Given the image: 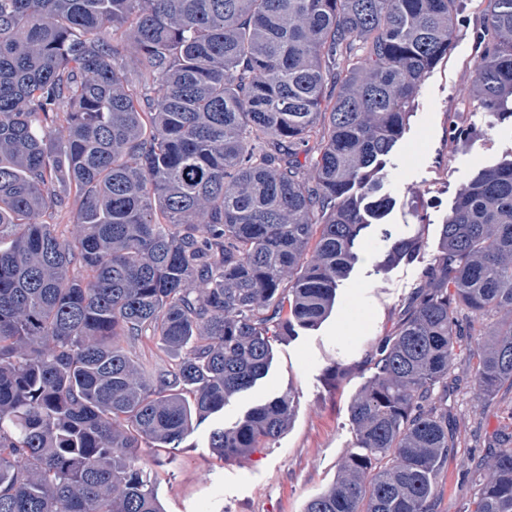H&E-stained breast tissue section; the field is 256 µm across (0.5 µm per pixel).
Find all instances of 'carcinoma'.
I'll return each mask as SVG.
<instances>
[{
    "label": "carcinoma",
    "instance_id": "1",
    "mask_svg": "<svg viewBox=\"0 0 512 512\" xmlns=\"http://www.w3.org/2000/svg\"><path fill=\"white\" fill-rule=\"evenodd\" d=\"M460 5L0 0V512H162L140 450L177 448L264 377L272 338L331 313ZM479 7L468 108L503 123L512 0ZM73 193L65 239L38 217ZM422 246L392 239L388 263ZM422 278L305 512H435L458 351L482 396L512 389V159L459 192ZM144 338L174 363L122 347ZM292 414L273 398L209 447L241 458ZM471 462L463 512H512V434Z\"/></svg>",
    "mask_w": 512,
    "mask_h": 512
}]
</instances>
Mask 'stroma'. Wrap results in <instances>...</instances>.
<instances>
[{
	"mask_svg": "<svg viewBox=\"0 0 512 512\" xmlns=\"http://www.w3.org/2000/svg\"><path fill=\"white\" fill-rule=\"evenodd\" d=\"M476 4L463 0L453 50L421 85L408 128L383 170L392 208L366 231L331 314L317 329L274 340L267 375L224 407V424L230 427L254 406L290 395L295 412L288 430L242 459L213 454L209 419L180 448L143 449L163 512H304L312 497L335 482L355 446L350 406L372 374L376 344L395 331L421 284L459 191L477 166L497 163L512 152V124H489L465 104L483 25ZM453 124L476 128V137L453 145ZM392 236H419L425 246L413 261L387 268L383 260ZM511 402L512 392L489 401L470 384L449 397L459 446L439 476L444 492L438 512H463L471 486L462 474L471 454L483 453L487 440L504 428L503 409Z\"/></svg>",
	"mask_w": 512,
	"mask_h": 512,
	"instance_id": "1",
	"label": "stroma"
}]
</instances>
